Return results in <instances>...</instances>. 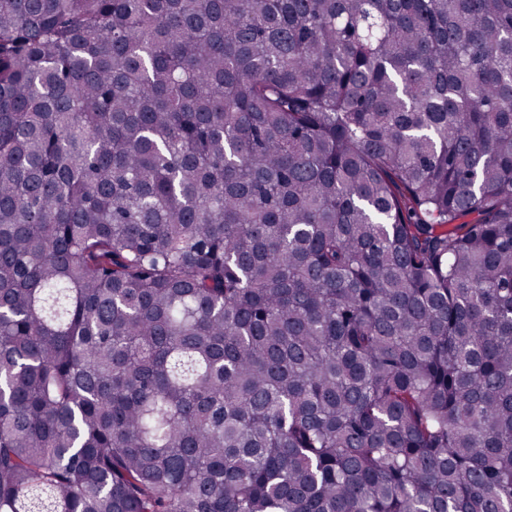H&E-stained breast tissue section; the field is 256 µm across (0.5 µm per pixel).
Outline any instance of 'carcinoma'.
Masks as SVG:
<instances>
[{
    "instance_id": "carcinoma-1",
    "label": "carcinoma",
    "mask_w": 512,
    "mask_h": 512,
    "mask_svg": "<svg viewBox=\"0 0 512 512\" xmlns=\"http://www.w3.org/2000/svg\"><path fill=\"white\" fill-rule=\"evenodd\" d=\"M0 512H512V0H0Z\"/></svg>"
}]
</instances>
